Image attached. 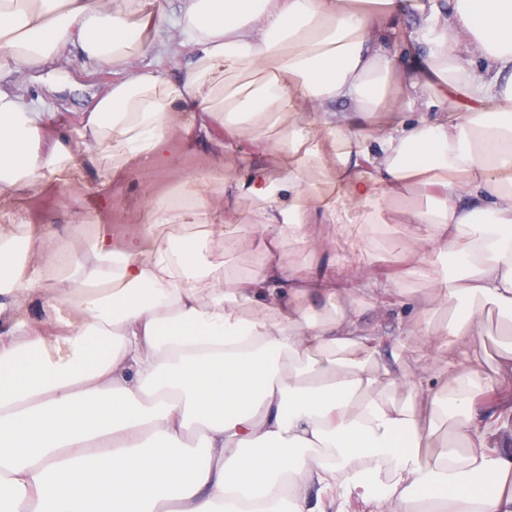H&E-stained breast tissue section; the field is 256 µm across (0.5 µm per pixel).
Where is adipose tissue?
Masks as SVG:
<instances>
[{"instance_id": "obj_1", "label": "adipose tissue", "mask_w": 512, "mask_h": 512, "mask_svg": "<svg viewBox=\"0 0 512 512\" xmlns=\"http://www.w3.org/2000/svg\"><path fill=\"white\" fill-rule=\"evenodd\" d=\"M150 53L191 60L174 81ZM75 55L116 76L76 122L0 86L1 196L79 163L138 173L176 135L215 161L180 187L194 205L152 200L191 226L180 249L98 224L79 254L20 213L18 253L0 230V512H512V0H0V72ZM257 151L276 166L225 174ZM243 199L261 251L238 273L202 248L233 255ZM398 205L414 237L392 245L438 314L426 374L389 368L402 336L361 323L367 300L420 306L369 249ZM54 267L43 333L24 312ZM492 314L489 371L464 344ZM95 339L111 351L88 370Z\"/></svg>"}]
</instances>
